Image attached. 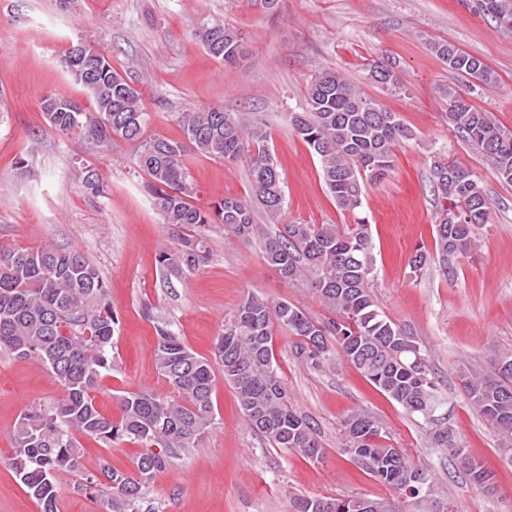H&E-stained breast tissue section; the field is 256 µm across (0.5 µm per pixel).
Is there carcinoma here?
<instances>
[{"label": "carcinoma", "instance_id": "cac0c4a2", "mask_svg": "<svg viewBox=\"0 0 512 512\" xmlns=\"http://www.w3.org/2000/svg\"><path fill=\"white\" fill-rule=\"evenodd\" d=\"M477 7L512 29V0H477ZM193 34L221 61L233 63L241 54L238 35L222 21L202 22ZM76 46L97 66L89 71L73 61L72 48L62 55V66L84 88L88 105L60 93L47 96L42 110L48 126L80 138L90 150H108L117 140L132 146L163 223L177 229V247L160 253L161 266L175 275L197 270L210 247L194 228L222 224L238 238L259 242L282 277L306 281L332 317L319 321L286 300L248 292L224 321L210 359L159 324L156 363L171 393L124 392L117 397L115 420L95 403L101 380L112 371L115 333L96 266L84 254L52 244L0 248V350L43 365L64 389L61 400L26 409L13 431L10 466L41 512H59L56 478L61 471L80 476L73 492L100 500L102 512H160L145 501V491L157 473L197 447L214 426L217 370L235 391L252 431L273 448L320 461L323 451L315 432L293 407L281 375L274 346L278 329L291 333L294 354L314 368H333L340 361L353 365L422 420L431 447L448 449L478 489L494 493L492 474L461 447L448 422L434 416V382L420 344L387 319L375 301L370 225L361 219L353 224H281L271 234L268 225L280 224L285 194L263 122L246 123L215 108L188 109L177 117L182 138L148 137L142 93L87 40ZM432 49L452 72L485 85L497 81L483 60L450 43H435ZM443 93L454 130L494 162L499 179L512 183V129L453 87ZM289 122L318 158L336 205L349 212L361 207L366 185L388 176L394 148L414 136L398 113L332 69L312 76L307 109L289 113ZM190 148L213 159L246 162L249 195L225 197L207 210L193 204L196 189L184 162ZM432 172L438 196L447 201L435 225L436 249L444 257L463 256L471 249L475 229L488 222L487 195L472 172L455 161L438 156ZM259 210L264 224L256 222ZM463 382L470 403L499 432L503 447L511 448L512 352L500 354L486 369L463 371ZM79 434L106 445L133 442L143 451L131 471L116 470L103 458L96 471L85 473ZM339 450L375 480L400 490L418 512H458L437 498L429 468L415 465L390 443L371 414L355 412L341 421ZM367 501L358 495L298 496L291 506L292 512H367Z\"/></svg>", "mask_w": 512, "mask_h": 512}]
</instances>
